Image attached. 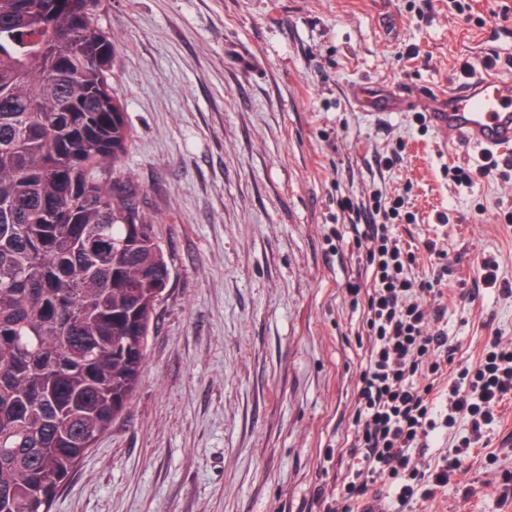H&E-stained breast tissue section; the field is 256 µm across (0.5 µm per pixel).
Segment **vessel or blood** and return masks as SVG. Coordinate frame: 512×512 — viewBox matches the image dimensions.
Segmentation results:
<instances>
[{"mask_svg": "<svg viewBox=\"0 0 512 512\" xmlns=\"http://www.w3.org/2000/svg\"><path fill=\"white\" fill-rule=\"evenodd\" d=\"M356 97L376 117H391L403 104L400 97L377 99L361 88ZM427 118L442 147L463 143L492 153L512 152V82L486 72L449 84L447 97Z\"/></svg>", "mask_w": 512, "mask_h": 512, "instance_id": "b4317fda", "label": "vessel or blood"}]
</instances>
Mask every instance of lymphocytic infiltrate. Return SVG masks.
Segmentation results:
<instances>
[{"instance_id": "obj_1", "label": "lymphocytic infiltrate", "mask_w": 512, "mask_h": 512, "mask_svg": "<svg viewBox=\"0 0 512 512\" xmlns=\"http://www.w3.org/2000/svg\"><path fill=\"white\" fill-rule=\"evenodd\" d=\"M338 208L350 235L331 227L327 242L346 243L364 267L363 275L348 277L346 294L362 299L359 323L365 338L364 365L355 381L351 438L346 465L336 483V498L319 497L322 512H407L415 499L434 501L458 456H442L435 468L421 459L441 430L457 417L469 420L468 448L482 444L489 426L500 424L512 403V344L489 337L481 356L470 367L452 374L453 350L448 334L436 323L447 310L441 269L448 250L434 239L419 246L402 245L400 224L413 223L404 197L373 194L368 200L340 197ZM427 257L438 274L420 277V257Z\"/></svg>"}]
</instances>
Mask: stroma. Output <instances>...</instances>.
Returning <instances> with one entry per match:
<instances>
[{"mask_svg":"<svg viewBox=\"0 0 512 512\" xmlns=\"http://www.w3.org/2000/svg\"><path fill=\"white\" fill-rule=\"evenodd\" d=\"M411 5L102 0L130 136L119 170L171 278L138 389L52 512H315L317 492L334 488L364 358L361 314L342 292L356 261L325 241L337 197L406 195L417 221L400 236L447 246L440 325L455 364L487 336L512 343V297L478 286L472 266L493 256L512 283V229L496 219L512 180L455 185L447 170L475 167L478 149L441 150L421 123L462 62L482 69L487 47L512 79V0H473L469 17L432 0L415 19ZM358 84L406 92L403 111L373 119ZM489 436L416 512H512L495 491L512 473L501 448L512 406Z\"/></svg>","mask_w":512,"mask_h":512,"instance_id":"stroma-1","label":"stroma"}]
</instances>
